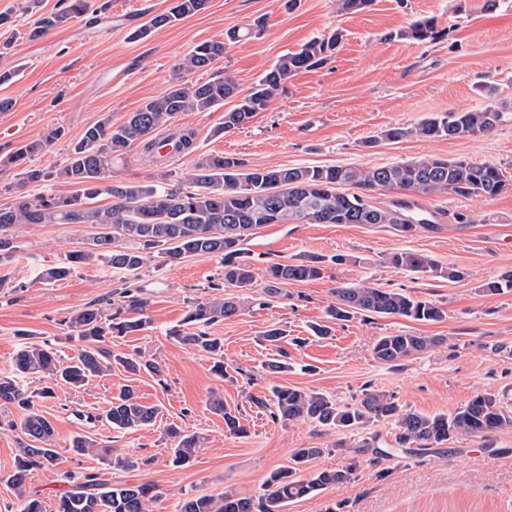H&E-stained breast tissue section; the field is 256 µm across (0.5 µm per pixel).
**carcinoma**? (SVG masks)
I'll return each mask as SVG.
<instances>
[{
	"label": "carcinoma",
	"instance_id": "obj_1",
	"mask_svg": "<svg viewBox=\"0 0 512 512\" xmlns=\"http://www.w3.org/2000/svg\"><path fill=\"white\" fill-rule=\"evenodd\" d=\"M208 7V0H174L165 12L152 17L140 27L135 37L145 38L152 30L173 26ZM89 9L88 0H68L63 9L42 15L29 30L27 38L36 40L47 32L67 26ZM262 21L227 31V41L202 42L182 59L180 72L208 69L224 57L226 42H237L260 30ZM448 33L439 29L432 18L413 21L390 34V38L417 43L440 41ZM342 34L332 32L313 38L297 52L283 56L267 70L245 95L228 73L217 79L184 82L176 76L159 98L151 99L120 125L105 117L89 126L59 167L44 171L27 168L23 183L54 180L58 188L33 200L0 209V260L12 256L18 246L11 229L37 224H85L94 229V241L68 252L66 261L41 272V279L60 281L80 266L98 265L137 274L152 259H184L199 254L213 255L224 262V281L234 287L250 285L254 269L249 261L248 242L258 230L270 224H388L402 235L428 224L425 216L409 213L412 206L397 201L379 206L371 192L396 190L406 195L422 196L449 191L464 197L492 199L512 186L495 164L465 159L422 157L403 164L371 168L348 165L246 169L236 158L208 155L196 160L185 177L189 188L165 182L124 184L112 182V162L135 144L153 154L154 134L170 127L176 116L187 111H213L230 101L235 105L224 111V123L217 132L243 129L258 113L266 111L284 91L286 80L297 72L323 65L336 51ZM505 118L504 111L488 105L479 110L434 113L414 126H397L382 133L384 139L398 141L458 139L491 131ZM66 135L63 127L51 129L41 141L15 149L9 163L21 165ZM112 197L109 206H96L101 195ZM386 262L420 277L460 280L463 272L445 269L421 252L403 250L390 254ZM321 257L301 256L291 262L272 263L266 267V290L270 295L282 292V286L324 277ZM512 288V273H505L480 285L486 294H498ZM334 302L326 310L329 321H348L356 314L400 317L415 322L434 323L445 317L436 303L411 297L395 289L382 288L368 281L342 283L333 290ZM147 300L130 290L123 292L112 314L96 304L72 312L67 324L73 339L80 343L77 355L67 365L57 359L46 344L26 343L13 359V375L0 378V402L23 410L15 427L21 437L15 463L7 476L19 500V512H151L159 493L148 483H103L98 475L87 473L73 489L62 493L53 503L27 490L32 471L55 463V431L49 419L34 402V393L23 384L25 378L61 381L74 388L91 378L112 370V363L137 375L143 371L158 374L160 366L140 353L112 356L104 346L116 334L127 336L149 328ZM239 313L232 297L199 299L189 306L183 324L194 331L172 330L182 345L205 353L213 362V371L222 375L224 343L209 335L205 328ZM284 331L268 329L263 340L278 348L268 371L285 374L293 369L288 352L279 347ZM442 343V338L409 333L387 334L377 338L372 355L376 362L396 366L412 357L427 353ZM271 397H251L253 403L282 424L309 422L340 435L336 447L345 445L342 436L360 434L375 423L387 422L394 430L392 448L425 451L457 437L487 439L500 431L512 429V413L504 410L490 391L475 394L454 412L424 415L403 409L394 395L382 390L365 389L350 402H340L316 390L286 385L270 389ZM212 410L224 418L226 428L243 434L237 416L224 405V396L213 393ZM160 406L143 402L131 386L113 397L104 413L106 423L115 430H133L153 426ZM169 464L181 467L194 457L199 436L178 426L167 428ZM77 455L98 452V443L88 436H77L70 444ZM325 453L323 448H297L289 466L269 474L257 496H239L226 492L220 497L189 496L178 503V512H284L288 503L312 498L322 490L350 482L356 466L342 470H310V464ZM112 467L127 473L151 464L149 458L115 456Z\"/></svg>",
	"mask_w": 512,
	"mask_h": 512
}]
</instances>
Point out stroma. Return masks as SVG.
Listing matches in <instances>:
<instances>
[{"instance_id": "stroma-1", "label": "stroma", "mask_w": 512, "mask_h": 512, "mask_svg": "<svg viewBox=\"0 0 512 512\" xmlns=\"http://www.w3.org/2000/svg\"><path fill=\"white\" fill-rule=\"evenodd\" d=\"M172 0H91L92 10L66 27L38 40L26 34L41 14L63 8V0H0V13L10 14L12 29L0 31V42L12 40L0 56V71H13L0 85V97L12 99L0 112V129L16 130L0 137V208L14 205L12 185L17 169L7 156L20 145L43 139L57 126L67 135L48 152L32 156L37 168L62 164L85 128L102 117L123 123L151 98L167 90L177 65L193 46L223 38L231 28L263 20L260 35L230 44L208 70L187 74L190 82L231 74L248 91L283 55L312 38L341 31L336 52L321 67L291 76L286 91L245 128L219 133L223 110L183 112L173 128L193 134V149L177 160L159 164L140 146L112 164L117 182L145 184L160 173L179 184L183 174L204 155L242 160L251 168L313 165L372 167L434 156L489 162L512 180V0H500L496 11L484 0H374L361 13L346 14L337 0H209L206 11L178 24L135 38L133 13L152 17ZM432 17L445 29V40L416 43L397 40L393 31L413 19ZM120 72L109 83L111 72ZM496 105L505 119L488 133L453 140L381 139L383 130L410 126L436 112L481 109ZM429 224L401 236L385 224H272L254 235L249 248L256 280L248 288H228L220 258L204 254L176 263L151 262L138 274L104 267H83L58 282L40 280L42 269L63 262L69 251L85 246L94 235L84 224H41L13 228L18 250L0 262V377L11 375L12 360L24 344H50L61 360L75 356L67 319L89 303L108 304L132 289L148 301L151 326L144 332L116 337V352H144L155 358L161 375L133 376L117 368L92 378L80 389L46 380H26L28 390L50 388L38 399L55 428L60 456L53 466L34 471L31 491L46 501L69 489V475L98 474L109 483L127 481L102 457L76 456L69 450L79 435L95 439L114 455L151 458L137 475L160 494L152 512H174L188 495L260 494L266 476L288 466L297 448H318L315 470L344 468L358 459L348 483L331 486L318 496L288 505V512H512V429L492 441L461 437L411 455L394 457L355 454L336 447L335 434L310 423L284 425L272 421L253 400L269 386L315 389L348 402L371 387L395 395L404 409L421 414L452 413L476 392L498 395L512 410V292L485 295L479 285L512 272V238L495 236L496 225L512 226V189L484 199L437 192L418 197ZM467 215L468 223L457 220ZM412 249L430 255L440 266L464 271L451 281L420 277L385 264L387 255ZM305 254L357 257L354 265H328L323 278L284 286L268 295L264 269ZM366 280L438 304L443 321L415 323L402 318L358 315L333 325L329 338H311L308 326L322 319L340 283ZM235 297L239 315L210 325L208 334L224 342V360L235 378L217 375L211 361L170 337L180 326L191 301ZM301 337L288 345L292 372L267 374L271 347L261 344L270 327ZM410 332L437 336L441 345L391 367L376 362L372 346L378 336ZM255 375L246 381L245 372ZM133 385L143 401L163 406L164 417L149 429L117 431L99 419L113 393ZM221 392L247 433H230L211 410L208 399ZM17 407L0 404V512H18V501L6 477L13 467L19 433ZM202 438L193 460L175 468L168 463L169 425Z\"/></svg>"}]
</instances>
